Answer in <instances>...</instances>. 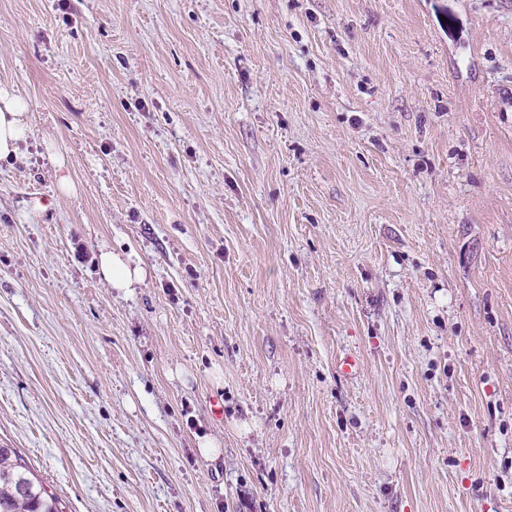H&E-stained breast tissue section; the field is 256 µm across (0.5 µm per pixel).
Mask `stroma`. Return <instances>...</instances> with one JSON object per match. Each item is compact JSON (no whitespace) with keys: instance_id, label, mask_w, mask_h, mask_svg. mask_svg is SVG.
<instances>
[{"instance_id":"35a3bbf8","label":"stroma","mask_w":512,"mask_h":512,"mask_svg":"<svg viewBox=\"0 0 512 512\" xmlns=\"http://www.w3.org/2000/svg\"><path fill=\"white\" fill-rule=\"evenodd\" d=\"M2 86L0 445L61 512H512V0H0ZM28 112L26 101L0 88V160L16 155L20 144L30 136ZM100 270L111 288L125 292L141 283L145 275L140 266H132L128 258L109 250L100 255Z\"/></svg>"}]
</instances>
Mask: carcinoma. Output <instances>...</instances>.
<instances>
[{"instance_id":"obj_1","label":"carcinoma","mask_w":512,"mask_h":512,"mask_svg":"<svg viewBox=\"0 0 512 512\" xmlns=\"http://www.w3.org/2000/svg\"><path fill=\"white\" fill-rule=\"evenodd\" d=\"M0 512H60L47 491L13 448L0 446Z\"/></svg>"}]
</instances>
